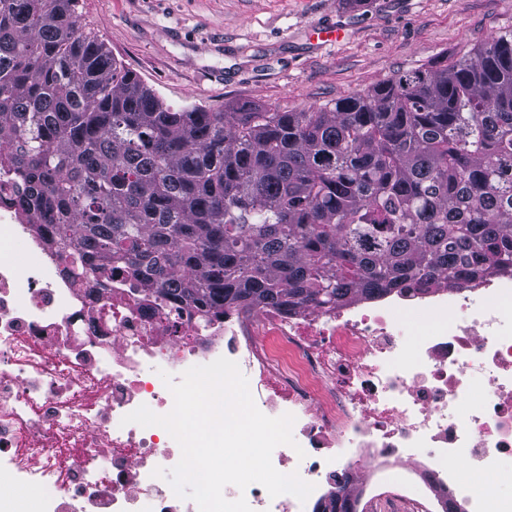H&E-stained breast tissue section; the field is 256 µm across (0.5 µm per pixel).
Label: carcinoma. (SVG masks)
I'll use <instances>...</instances> for the list:
<instances>
[{
	"mask_svg": "<svg viewBox=\"0 0 512 512\" xmlns=\"http://www.w3.org/2000/svg\"><path fill=\"white\" fill-rule=\"evenodd\" d=\"M76 2L0 0V166L64 262L206 315L512 277L511 32L329 109L211 112L165 104Z\"/></svg>",
	"mask_w": 512,
	"mask_h": 512,
	"instance_id": "1",
	"label": "carcinoma"
}]
</instances>
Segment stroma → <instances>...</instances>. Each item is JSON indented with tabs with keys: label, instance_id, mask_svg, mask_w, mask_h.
<instances>
[{
	"label": "stroma",
	"instance_id": "35a3bbf8",
	"mask_svg": "<svg viewBox=\"0 0 512 512\" xmlns=\"http://www.w3.org/2000/svg\"><path fill=\"white\" fill-rule=\"evenodd\" d=\"M78 12L167 104L214 112L329 108L512 30V0H80ZM330 20L348 36L316 48L308 31Z\"/></svg>",
	"mask_w": 512,
	"mask_h": 512
}]
</instances>
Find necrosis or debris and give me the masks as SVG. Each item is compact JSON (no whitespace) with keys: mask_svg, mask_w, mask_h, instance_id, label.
Returning a JSON list of instances; mask_svg holds the SVG:
<instances>
[{"mask_svg":"<svg viewBox=\"0 0 512 512\" xmlns=\"http://www.w3.org/2000/svg\"><path fill=\"white\" fill-rule=\"evenodd\" d=\"M0 512L38 487L28 512H198L154 469L181 448L162 427L123 424L139 406L169 413L161 378L224 357L258 409L294 415V445L274 467L328 501L340 479L354 503L393 497L417 512H512V281L393 292L337 309L225 310L201 319L119 274L69 275L31 235L24 187L0 167ZM32 255L21 264L16 245ZM463 461L490 477L475 493ZM252 512H302L258 483L224 489Z\"/></svg>","mask_w":512,"mask_h":512,"instance_id":"obj_1","label":"necrosis or debris"}]
</instances>
